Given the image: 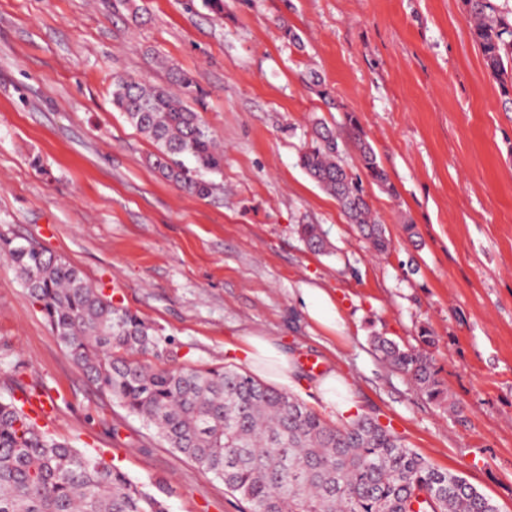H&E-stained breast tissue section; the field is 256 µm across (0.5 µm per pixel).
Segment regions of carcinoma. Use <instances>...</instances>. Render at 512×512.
<instances>
[{"instance_id": "cac0c4a2", "label": "carcinoma", "mask_w": 512, "mask_h": 512, "mask_svg": "<svg viewBox=\"0 0 512 512\" xmlns=\"http://www.w3.org/2000/svg\"><path fill=\"white\" fill-rule=\"evenodd\" d=\"M471 36L485 66L512 102V8L464 0ZM176 92L115 76L112 107L156 146L151 166L198 197L224 166L199 113L186 103L192 77L178 73ZM351 137L367 178L388 195L395 187L356 119ZM339 135L318 122L299 155L306 173L336 198L377 255L391 248L373 217L361 177L341 159ZM307 247L326 252L317 224H302ZM0 253L15 266L66 354L88 380L140 418L168 447L224 482L247 512H497L465 477L431 466L378 419L327 420L297 395L244 368H154L150 354L166 341L146 321L112 305L75 266L37 241L0 235ZM374 348L410 376L431 402L452 409L448 388L424 348L377 336ZM0 512H169L167 499L131 479L96 452L46 435L18 401H0Z\"/></svg>"}]
</instances>
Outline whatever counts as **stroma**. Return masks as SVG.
Listing matches in <instances>:
<instances>
[{
  "label": "stroma",
  "mask_w": 512,
  "mask_h": 512,
  "mask_svg": "<svg viewBox=\"0 0 512 512\" xmlns=\"http://www.w3.org/2000/svg\"><path fill=\"white\" fill-rule=\"evenodd\" d=\"M136 2L138 20L125 0H0V233L65 258L176 364L239 366L241 341L267 337L302 363L291 392L333 421L304 361L337 369L357 414L512 512V112L463 0H224L220 17L202 0ZM175 68L224 149L204 199L150 167L153 142L111 103L114 76L167 86ZM352 116L397 189L365 186L385 255L299 164L314 121L341 134ZM301 224L322 225L331 254L307 249ZM304 285L332 296L340 328L298 304ZM425 332L452 407L371 343ZM24 391L57 440L168 485L170 512H244L87 380L0 254V400Z\"/></svg>",
  "instance_id": "35a3bbf8"
}]
</instances>
